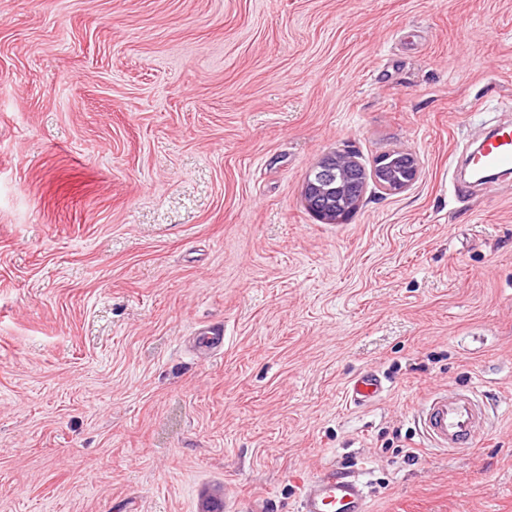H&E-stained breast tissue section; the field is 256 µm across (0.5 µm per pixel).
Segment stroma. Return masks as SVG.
Listing matches in <instances>:
<instances>
[{"mask_svg":"<svg viewBox=\"0 0 512 512\" xmlns=\"http://www.w3.org/2000/svg\"><path fill=\"white\" fill-rule=\"evenodd\" d=\"M499 120L512 0H0V512H295L328 469L512 512V174L448 165ZM391 151L410 189L308 211L324 157ZM468 388L483 440L432 447ZM387 391L382 377L372 371L361 373L350 380L347 398L355 407H367L378 401ZM424 434L438 448H475L484 433L485 411L466 393L433 394L421 413Z\"/></svg>","mask_w":512,"mask_h":512,"instance_id":"stroma-1","label":"stroma"}]
</instances>
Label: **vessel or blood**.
<instances>
[{
	"label": "vessel or blood",
	"instance_id": "1",
	"mask_svg": "<svg viewBox=\"0 0 512 512\" xmlns=\"http://www.w3.org/2000/svg\"><path fill=\"white\" fill-rule=\"evenodd\" d=\"M480 165L495 170L512 169V128L498 129L480 151ZM382 377L372 371L352 378L347 386L350 404L366 407L386 392ZM425 435L440 448L476 447L484 433L485 411L466 393L433 394L421 413ZM299 512H371L361 474L327 470L306 478L299 496Z\"/></svg>",
	"mask_w": 512,
	"mask_h": 512
}]
</instances>
